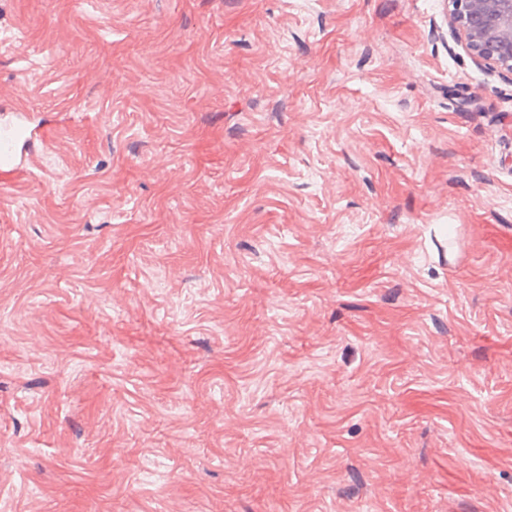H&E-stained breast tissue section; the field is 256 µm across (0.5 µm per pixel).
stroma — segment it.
<instances>
[{"label":"stroma","instance_id":"35a3bbf8","mask_svg":"<svg viewBox=\"0 0 512 512\" xmlns=\"http://www.w3.org/2000/svg\"><path fill=\"white\" fill-rule=\"evenodd\" d=\"M0 512H512V72L447 0H0ZM34 143L33 133L27 128L10 122L0 129V173L14 171L18 165L16 145L19 141Z\"/></svg>","mask_w":512,"mask_h":512}]
</instances>
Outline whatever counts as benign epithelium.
Instances as JSON below:
<instances>
[{
    "label": "benign epithelium",
    "mask_w": 512,
    "mask_h": 512,
    "mask_svg": "<svg viewBox=\"0 0 512 512\" xmlns=\"http://www.w3.org/2000/svg\"><path fill=\"white\" fill-rule=\"evenodd\" d=\"M451 24L474 60L512 71V0H448Z\"/></svg>",
    "instance_id": "7a95c632"
}]
</instances>
